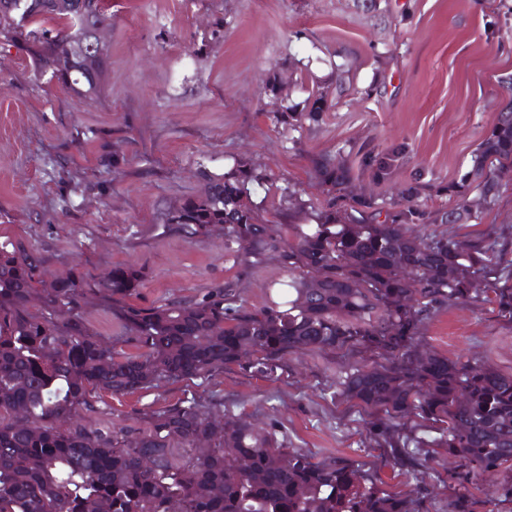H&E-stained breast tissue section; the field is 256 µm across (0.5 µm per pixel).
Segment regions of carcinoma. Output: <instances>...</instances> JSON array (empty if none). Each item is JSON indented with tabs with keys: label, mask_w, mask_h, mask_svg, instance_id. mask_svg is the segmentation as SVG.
Returning <instances> with one entry per match:
<instances>
[{
	"label": "carcinoma",
	"mask_w": 512,
	"mask_h": 512,
	"mask_svg": "<svg viewBox=\"0 0 512 512\" xmlns=\"http://www.w3.org/2000/svg\"><path fill=\"white\" fill-rule=\"evenodd\" d=\"M54 2L0 0V36L25 49L41 74L88 96L98 84L85 72L104 73L108 55L92 68L61 56L57 43L88 40L112 14L106 0L79 17ZM353 5L374 28L397 21L391 0ZM336 57L342 62L327 82L301 74L311 90L303 105L282 106L276 124L296 131L383 83L381 59L362 87L348 55ZM506 167L512 101L470 169L448 184L460 197L448 210L422 209L412 187L392 211L361 209L352 204L345 162L321 155L312 171L331 197L316 223L261 224L247 190L265 174L238 160L204 175L200 193L168 210L163 227L188 239L221 228L226 247L238 246L246 259L277 253L288 297L261 307L227 301L222 285L200 298L132 306L127 299L142 285L141 269L119 264L100 274L73 268L50 275L52 256L0 233V512H422L419 497L381 488L357 464L315 461L195 402L158 411L136 431L62 426L92 389L135 392L231 366L271 378L292 355L344 348L385 360L355 368L340 383L347 401L376 415L369 432L385 439L411 416L440 423L438 447L463 467L449 475L459 486L449 512H474L481 499L470 487L512 462V376L425 353L418 336L435 307L479 293L512 321V284L490 280L491 269L512 267V259L482 239L422 240L407 225L477 223L501 193L492 171ZM302 208L284 188L278 214L291 219ZM90 303L113 310L138 354L116 351L91 331L84 314Z\"/></svg>",
	"instance_id": "obj_1"
}]
</instances>
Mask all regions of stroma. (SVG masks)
<instances>
[{"mask_svg":"<svg viewBox=\"0 0 512 512\" xmlns=\"http://www.w3.org/2000/svg\"><path fill=\"white\" fill-rule=\"evenodd\" d=\"M104 31L110 65L96 93L79 97L38 74L24 49L0 37V225L55 256L52 272L79 265L102 272L141 268L140 306L200 296L229 283L234 304L270 300L287 274L274 255L244 265L223 232L190 240L160 217L197 195L203 174L244 159L269 181L249 188L261 219L273 220L282 187L302 199L328 194L310 158L348 159L358 197L390 206L409 183L429 210L455 206L444 192L471 165L505 99L512 75V0H392L404 21L383 33L352 0H109ZM391 49L377 95L324 113L299 144L278 126L271 76L288 83L298 62L327 80L336 50L357 52L360 81ZM389 164L384 177L361 167L359 150ZM415 234L493 236L512 252V183L478 224H414ZM421 350L512 375V322L483 297L445 304L419 333ZM359 349L308 352L272 381L232 368L193 383L163 382L132 393L91 391L81 424L141 428L152 413L200 401L243 418L315 459L335 456L372 469L383 488L418 493L424 512H448L458 458L436 447L435 425L407 419L400 431L420 454L399 464L370 436L368 412L339 394L352 369L375 363Z\"/></svg>","mask_w":512,"mask_h":512,"instance_id":"stroma-1","label":"stroma"}]
</instances>
